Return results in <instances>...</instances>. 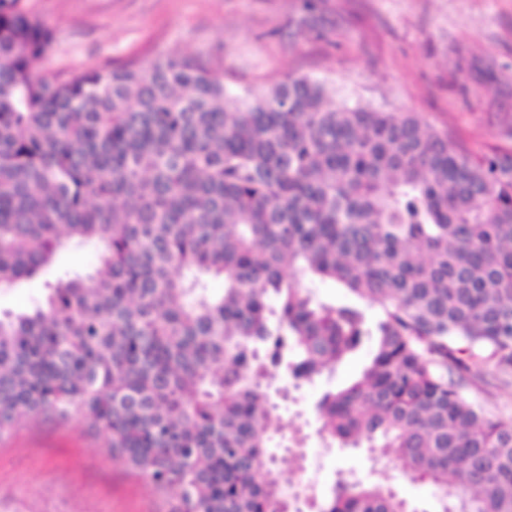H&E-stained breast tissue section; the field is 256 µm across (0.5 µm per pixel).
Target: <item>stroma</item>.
<instances>
[{"label":"stroma","instance_id":"stroma-1","mask_svg":"<svg viewBox=\"0 0 512 512\" xmlns=\"http://www.w3.org/2000/svg\"><path fill=\"white\" fill-rule=\"evenodd\" d=\"M54 31L33 70L52 76L129 60L201 55L237 92L291 75L334 88L349 103L415 112L472 150L512 147V0H24ZM93 245L0 292V312L32 308L46 285L85 274ZM369 347L332 375L293 386L271 381L282 418L272 436L282 483L328 497L338 476L388 483L417 512H439L440 493L389 460L327 445L315 404L356 377ZM6 512H170L141 478L113 460L85 423L45 421L0 437V508Z\"/></svg>","mask_w":512,"mask_h":512}]
</instances>
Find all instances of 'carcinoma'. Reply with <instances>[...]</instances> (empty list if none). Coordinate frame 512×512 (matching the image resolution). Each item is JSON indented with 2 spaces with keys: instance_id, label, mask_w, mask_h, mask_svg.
I'll use <instances>...</instances> for the list:
<instances>
[{
  "instance_id": "carcinoma-1",
  "label": "carcinoma",
  "mask_w": 512,
  "mask_h": 512,
  "mask_svg": "<svg viewBox=\"0 0 512 512\" xmlns=\"http://www.w3.org/2000/svg\"><path fill=\"white\" fill-rule=\"evenodd\" d=\"M52 44L0 0V290L69 247L99 264L0 313V437L84 422L172 512H295L267 380L371 341L322 431L434 485L441 512H512V421L461 392L512 379V150L307 76L238 94L193 56L35 74ZM319 512L417 510L341 478Z\"/></svg>"
}]
</instances>
